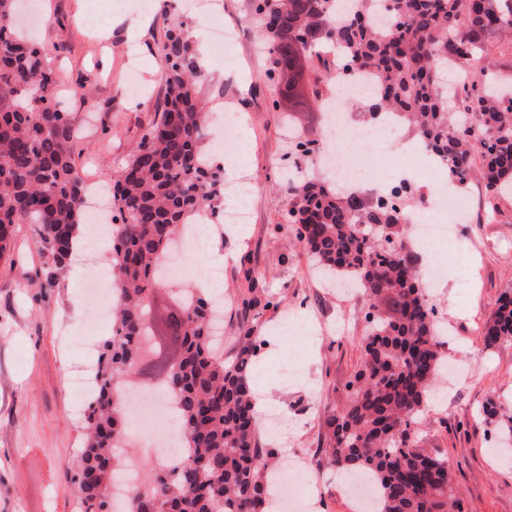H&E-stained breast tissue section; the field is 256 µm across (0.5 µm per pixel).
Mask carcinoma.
Returning <instances> with one entry per match:
<instances>
[{"label": "carcinoma", "mask_w": 512, "mask_h": 512, "mask_svg": "<svg viewBox=\"0 0 512 512\" xmlns=\"http://www.w3.org/2000/svg\"><path fill=\"white\" fill-rule=\"evenodd\" d=\"M18 0H0V258L18 224H36L53 283L72 255L84 221V181L75 160L77 131L53 103L55 80L45 54L14 29ZM340 0H253L268 45L269 76H285L302 56L331 42L339 63L369 72L378 83L367 111L398 113L465 180L474 168L486 206L512 193V99L487 88L486 72L512 75V63L491 60L493 43L512 41V0H396L383 24L374 0L350 18H333ZM184 22L165 31L160 73L165 98L138 149L109 189L120 224L107 265L112 271V329L93 365L95 390L82 447L71 465L81 512H104L125 468L126 377L155 336L152 300L159 268L185 226L221 205L224 168L206 160L203 109L196 85L205 79ZM470 73L443 87L441 60ZM288 223L317 270L350 274L374 299L365 314L364 361L351 403L325 417L327 464L359 470L376 486L378 512H462L448 460L411 437L443 364L435 310L404 245L406 212L354 193L332 191L323 177L286 182ZM167 329L181 344L160 381L183 423V451L164 469L142 465L127 493L126 512H268L266 473L273 452L259 446L261 418L251 387L257 337L244 330L233 359L224 360L213 297L187 288ZM483 343L512 341V289L484 324Z\"/></svg>", "instance_id": "carcinoma-1"}]
</instances>
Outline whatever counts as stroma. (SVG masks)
<instances>
[{"label": "stroma", "mask_w": 512, "mask_h": 512, "mask_svg": "<svg viewBox=\"0 0 512 512\" xmlns=\"http://www.w3.org/2000/svg\"><path fill=\"white\" fill-rule=\"evenodd\" d=\"M37 3L54 18L39 28L36 44L79 133L76 163L83 175L113 180L163 99L162 17L116 12L102 36L86 28L81 0ZM256 41L255 30H244L227 51L230 64H208L199 88L207 101L233 97L247 114L241 152L259 185L250 200L252 223L225 227L223 239H212L209 248L224 255V354L237 350L242 329L259 336L263 365L254 369L252 385L284 418L281 431L260 427L261 447L287 451L312 474L317 512H351L336 470L326 463L324 416L352 398L348 383L363 362L371 298L322 282L286 221L279 164L289 150L285 121L301 140L321 139L325 114L318 97L333 86L320 81L306 111L285 113L278 106L284 84L269 77ZM133 71L145 87L137 98L125 92ZM41 249L35 225L21 224L11 255L0 259V512H76L65 464L81 445L82 415L74 408L69 372L75 364L92 365L98 342L110 332L106 320L92 331H74L84 320V301L67 273L46 286ZM425 264L441 273L430 296L448 331L441 353L462 374L422 413L415 445L448 460L465 512H512V465L499 466L494 453L501 438L482 417L488 398L512 405V342L488 350L482 340L499 296L512 289V195L501 199L495 216L477 212L453 238L436 244ZM246 298L255 306L244 307ZM290 360L299 378L287 384L277 368Z\"/></svg>", "instance_id": "35a3bbf8"}]
</instances>
